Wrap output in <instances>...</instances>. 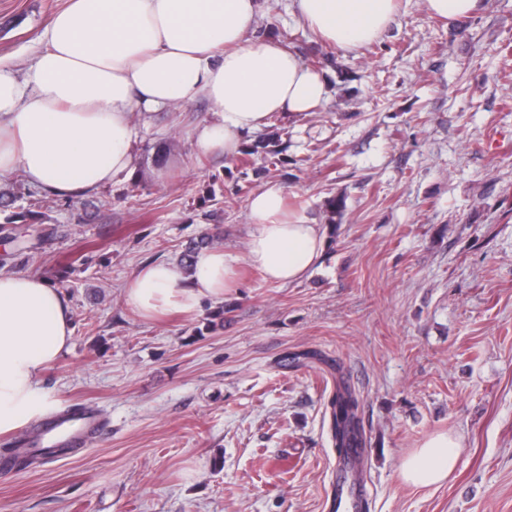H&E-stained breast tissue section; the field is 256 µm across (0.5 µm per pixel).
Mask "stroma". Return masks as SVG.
Wrapping results in <instances>:
<instances>
[{
	"label": "stroma",
	"mask_w": 512,
	"mask_h": 512,
	"mask_svg": "<svg viewBox=\"0 0 512 512\" xmlns=\"http://www.w3.org/2000/svg\"><path fill=\"white\" fill-rule=\"evenodd\" d=\"M65 4L0 0V57L25 71ZM275 29L331 89L275 117L289 164L258 176L198 153L201 98L143 128L132 180L61 201L0 177V223L30 214L54 230L29 256L0 230V269L42 276L73 310L46 410L79 404L106 424L83 451L0 476V512H325L340 379L360 397L370 512H512V0L457 22L404 0L355 52L286 0H265L252 25ZM269 184L325 237L319 264L285 286L244 261L248 200ZM338 194L333 228L324 204ZM205 233L238 259L223 303L156 320L126 304L140 267ZM446 431L462 443L448 480L404 483L402 458Z\"/></svg>",
	"instance_id": "1"
}]
</instances>
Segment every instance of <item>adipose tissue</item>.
<instances>
[{"label": "adipose tissue", "instance_id": "adipose-tissue-1", "mask_svg": "<svg viewBox=\"0 0 512 512\" xmlns=\"http://www.w3.org/2000/svg\"><path fill=\"white\" fill-rule=\"evenodd\" d=\"M401 0H291L292 13L322 39L352 52L376 40ZM262 0H69L41 34L26 77L0 58V176L66 200L119 184L136 168L142 121L198 99L214 109L195 124L192 145L233 156L271 116L311 111L329 93L318 72L277 42L248 38ZM253 229L245 260L286 285L321 259L324 236L302 212L286 210L280 186L249 200ZM235 260L203 250L193 270L174 260L145 265L125 290L140 316L199 311L231 288ZM73 334L65 292L24 271H0V434L43 413L41 381ZM459 439L428 436L400 464L414 486L444 482Z\"/></svg>", "mask_w": 512, "mask_h": 512}]
</instances>
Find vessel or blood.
I'll list each match as a JSON object with an SVG mask.
<instances>
[{"label":"vessel or blood","instance_id":"b4317fda","mask_svg":"<svg viewBox=\"0 0 512 512\" xmlns=\"http://www.w3.org/2000/svg\"><path fill=\"white\" fill-rule=\"evenodd\" d=\"M105 423L99 412L81 406L51 416L37 425L25 443L27 451L38 453L55 448H82L88 440L103 430ZM365 452L350 449L347 459L336 462V470L326 500L328 512H364L369 502V490L357 469Z\"/></svg>","mask_w":512,"mask_h":512}]
</instances>
